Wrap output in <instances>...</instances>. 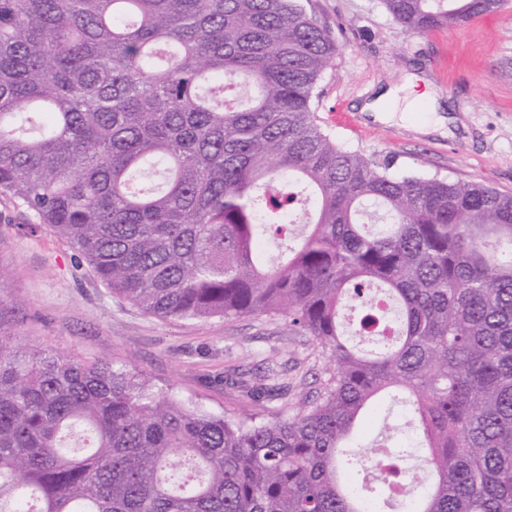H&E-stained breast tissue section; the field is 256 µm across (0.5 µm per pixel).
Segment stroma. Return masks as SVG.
<instances>
[{
	"mask_svg": "<svg viewBox=\"0 0 512 512\" xmlns=\"http://www.w3.org/2000/svg\"><path fill=\"white\" fill-rule=\"evenodd\" d=\"M339 45L322 76L314 109L340 146L390 163L398 175L475 181L512 193V0L464 26L404 31L381 0H304ZM428 79L459 119L453 134L421 131L424 110L406 123H381L362 112L386 84L406 73ZM0 196V298L17 300L12 318L20 343L91 363L142 373L159 390L227 418L251 404L244 386L261 368L284 367L269 415L295 412L313 400L326 357L313 339L288 329L285 318L232 321L163 320L112 294L72 248Z\"/></svg>",
	"mask_w": 512,
	"mask_h": 512,
	"instance_id": "35a3bbf8",
	"label": "stroma"
}]
</instances>
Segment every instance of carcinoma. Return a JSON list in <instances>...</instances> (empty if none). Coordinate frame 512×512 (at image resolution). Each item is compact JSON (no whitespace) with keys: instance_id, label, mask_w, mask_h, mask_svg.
<instances>
[{"instance_id":"1","label":"carcinoma","mask_w":512,"mask_h":512,"mask_svg":"<svg viewBox=\"0 0 512 512\" xmlns=\"http://www.w3.org/2000/svg\"><path fill=\"white\" fill-rule=\"evenodd\" d=\"M381 2L411 33L491 12ZM337 52L301 0H0V195L149 314L283 315L328 353L313 401L234 421L18 344L0 301V512H389L413 455L398 512H512V194L337 145ZM366 286L388 308L349 334ZM381 393L402 443L342 453Z\"/></svg>"}]
</instances>
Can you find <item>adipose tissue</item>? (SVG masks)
Segmentation results:
<instances>
[{"mask_svg":"<svg viewBox=\"0 0 512 512\" xmlns=\"http://www.w3.org/2000/svg\"><path fill=\"white\" fill-rule=\"evenodd\" d=\"M419 106L427 114L426 131H445L446 104L428 81L414 73L408 74L402 84L380 91L374 101L364 104L363 109L375 120L390 122L396 120L398 114L412 112Z\"/></svg>","mask_w":512,"mask_h":512,"instance_id":"1","label":"adipose tissue"}]
</instances>
